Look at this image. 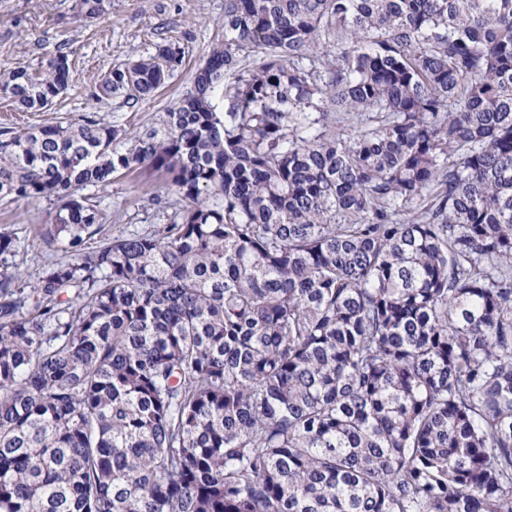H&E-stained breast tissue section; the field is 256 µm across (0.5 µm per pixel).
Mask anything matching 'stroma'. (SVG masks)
I'll return each mask as SVG.
<instances>
[{
  "instance_id": "1",
  "label": "stroma",
  "mask_w": 512,
  "mask_h": 512,
  "mask_svg": "<svg viewBox=\"0 0 512 512\" xmlns=\"http://www.w3.org/2000/svg\"><path fill=\"white\" fill-rule=\"evenodd\" d=\"M224 39V0H106L93 19L78 16L75 0H0V72L19 66L38 69L58 45L72 60L68 90L44 112L23 114L0 99V123L45 124L81 114H96L136 131L156 125L165 109L190 88L195 71L210 49ZM179 45L183 63L151 99L128 104L122 99L96 101L95 79L108 69L153 53L157 43ZM157 176L137 172L113 176L111 183L86 188L101 211L100 238H112L158 223L150 198ZM54 210L53 202L0 204V227L20 238L18 271L32 279L45 265L62 259L63 251L47 247L39 236Z\"/></svg>"
}]
</instances>
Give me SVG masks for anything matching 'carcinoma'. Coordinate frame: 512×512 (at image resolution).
Masks as SVG:
<instances>
[{
    "label": "carcinoma",
    "instance_id": "cac0c4a2",
    "mask_svg": "<svg viewBox=\"0 0 512 512\" xmlns=\"http://www.w3.org/2000/svg\"><path fill=\"white\" fill-rule=\"evenodd\" d=\"M133 170L166 223L89 248L79 191ZM20 199L67 259L26 279L0 228V512H512V0H224L158 125L0 126Z\"/></svg>",
    "mask_w": 512,
    "mask_h": 512
}]
</instances>
